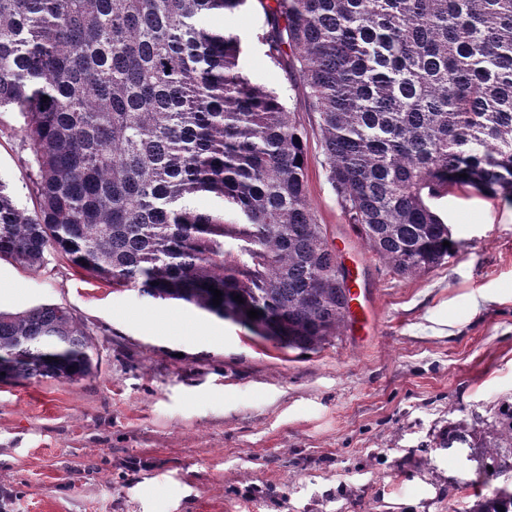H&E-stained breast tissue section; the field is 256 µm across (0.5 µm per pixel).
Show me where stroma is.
<instances>
[{"instance_id":"1","label":"stroma","mask_w":512,"mask_h":512,"mask_svg":"<svg viewBox=\"0 0 512 512\" xmlns=\"http://www.w3.org/2000/svg\"><path fill=\"white\" fill-rule=\"evenodd\" d=\"M209 25L306 133L309 199L333 246L363 263L375 331L281 350L189 304L84 277L63 258L0 260V310L72 309L97 372L0 384V512H469L512 473L477 477L449 427L512 401V199L450 187L430 205L458 252L400 276L347 223L301 84L266 54L259 0ZM0 114V181L35 205L29 152Z\"/></svg>"}]
</instances>
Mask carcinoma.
Masks as SVG:
<instances>
[{
	"instance_id": "1",
	"label": "carcinoma",
	"mask_w": 512,
	"mask_h": 512,
	"mask_svg": "<svg viewBox=\"0 0 512 512\" xmlns=\"http://www.w3.org/2000/svg\"><path fill=\"white\" fill-rule=\"evenodd\" d=\"M244 2L0 0V113L23 118L35 196L27 213L0 184V259L38 269L60 254L316 352L347 329L349 287L309 201L304 131L239 70L238 37L206 24ZM260 4L347 222L398 275L447 263L457 242L427 199L453 184L512 195V0ZM198 195L245 223L192 207ZM97 366L70 308L0 311V384L75 383ZM442 441L480 474L511 471L512 403ZM469 512H512V487Z\"/></svg>"
}]
</instances>
